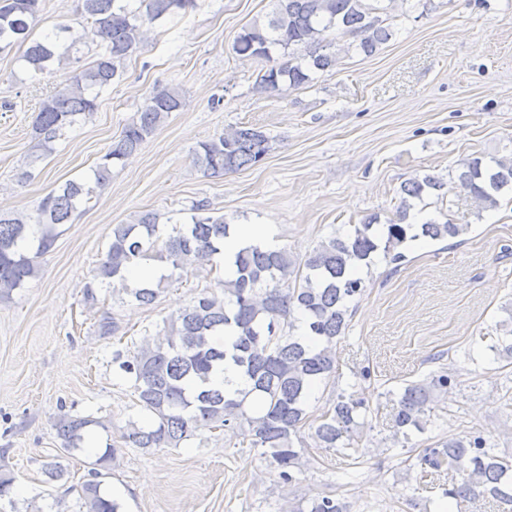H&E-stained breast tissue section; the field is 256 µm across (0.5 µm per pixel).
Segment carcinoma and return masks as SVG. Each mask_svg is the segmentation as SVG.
I'll return each instance as SVG.
<instances>
[{"mask_svg":"<svg viewBox=\"0 0 512 512\" xmlns=\"http://www.w3.org/2000/svg\"><path fill=\"white\" fill-rule=\"evenodd\" d=\"M267 21L254 23L236 38L234 52L269 63L261 69L255 89L279 94L307 85L314 70L336 64L329 35L356 39L355 49L374 54L392 36L382 0H273ZM196 7V0H78L79 27L60 25L41 38H32L41 0H0V52L26 46L20 60L37 76L52 67L70 70L67 83L44 98L32 123L31 149L36 157L55 151L66 130L85 120L97 100L123 71L127 56L145 42L147 27ZM100 42L103 51L84 64L82 47ZM185 105L184 92L173 85L152 87L135 117L124 126L91 169V175L69 180L46 194L31 214L0 212V298L25 287L39 275L40 258L50 252L59 227L71 223L96 191L112 180V167L132 157L172 112ZM270 138L253 128H235L211 138L195 151L194 165L205 176L250 168L263 161ZM472 196L482 208H494L512 192V160L472 156L461 160L450 182L432 174L400 186L395 216L386 223L372 214L352 224L343 235L322 241L298 263L285 248L250 245L234 255V278L222 281V294L203 289L179 312L164 320L163 331L132 348L115 351L112 362L131 383L133 407L140 418L128 421L122 436L129 448H180L206 427L241 431L252 448H268L270 465L285 483L301 467L305 445L301 429L310 425L319 448H354L362 433L368 405L357 392H340L336 400L313 418L308 403L319 382L336 372V338L348 327L349 304L366 288L356 274L371 268L383 253L389 263L406 260L405 247L421 238L455 239L468 224L430 218L407 222L414 202L435 195L444 200L448 184ZM195 206L188 222L170 225L159 234V218L141 213L133 224H115L105 259L93 270L83 289L84 303L98 302L97 289L121 290L140 305L158 297L163 275L149 286L131 288L129 268L142 261L165 262L175 270L213 265L224 249L231 224L222 216L202 215ZM301 326L303 333L293 330ZM503 335L491 351L512 364V316L500 324ZM236 365L248 387L232 392L212 382L224 363ZM457 384L446 370L407 385L396 401L391 424L394 433L426 429L440 394ZM58 450L68 455L82 450L92 427L106 425L89 416L63 413L54 423ZM116 447L96 454L81 484L82 512H120L121 504L101 492L100 478L110 474ZM420 464L430 474L455 472L460 480L446 490L451 498L485 497L497 512H512V457L499 456L480 434L452 437L425 450ZM307 512H345V505L329 497L311 499Z\"/></svg>","mask_w":512,"mask_h":512,"instance_id":"obj_1","label":"carcinoma"}]
</instances>
